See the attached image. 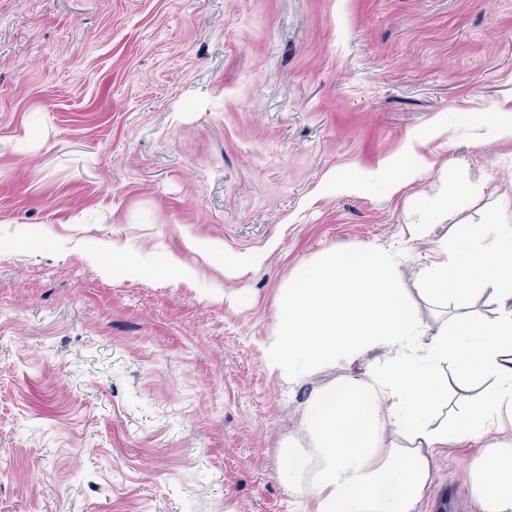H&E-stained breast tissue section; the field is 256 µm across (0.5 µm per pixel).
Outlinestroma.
I'll return each mask as SVG.
<instances>
[{
    "mask_svg": "<svg viewBox=\"0 0 512 512\" xmlns=\"http://www.w3.org/2000/svg\"><path fill=\"white\" fill-rule=\"evenodd\" d=\"M501 109L512 0H0V512H306L280 480L298 409L370 360L284 384L277 297L365 246L416 290L512 197V142L475 125ZM438 120L389 195L379 161ZM418 304L432 330L496 308ZM481 451L449 445L420 512H479ZM322 188L336 194H354L362 190V184L357 179L338 177L336 172H329L322 180Z\"/></svg>",
    "mask_w": 512,
    "mask_h": 512,
    "instance_id": "stroma-1",
    "label": "stroma"
}]
</instances>
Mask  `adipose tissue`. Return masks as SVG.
<instances>
[{
    "instance_id": "ef3b65f1",
    "label": "adipose tissue",
    "mask_w": 512,
    "mask_h": 512,
    "mask_svg": "<svg viewBox=\"0 0 512 512\" xmlns=\"http://www.w3.org/2000/svg\"><path fill=\"white\" fill-rule=\"evenodd\" d=\"M425 133L409 135L403 153L383 159L389 194L421 176ZM449 260L419 273L421 293L448 298L490 291L493 316H469L428 332L420 310L382 247L323 254L302 266L277 298L266 368L290 384L372 352L358 376L314 390L299 409L305 449L288 454L286 490L312 512H418L437 456L448 444L483 440L470 465L480 512H512V431L491 429L512 408V225L455 226ZM425 346L411 347L417 337ZM466 398L454 422L438 411L449 388Z\"/></svg>"
}]
</instances>
